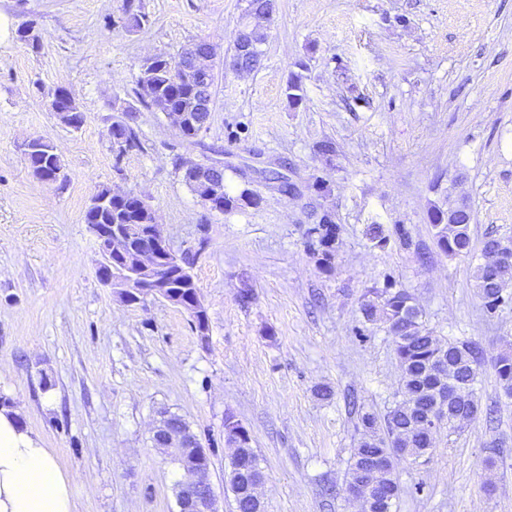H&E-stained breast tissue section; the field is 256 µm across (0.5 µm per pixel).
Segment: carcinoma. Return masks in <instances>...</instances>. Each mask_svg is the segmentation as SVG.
Segmentation results:
<instances>
[{
    "label": "carcinoma",
    "mask_w": 512,
    "mask_h": 512,
    "mask_svg": "<svg viewBox=\"0 0 512 512\" xmlns=\"http://www.w3.org/2000/svg\"><path fill=\"white\" fill-rule=\"evenodd\" d=\"M272 9L270 0H245L243 15L259 17ZM146 22L147 16L141 6L134 0H123L122 15L112 19L110 24L135 30L143 28ZM265 40L264 31L257 27L240 30L235 53L240 70L252 71L259 67L261 51L258 46ZM191 68V56L186 50L176 60L155 56L145 61L136 82L137 98L145 107L183 114L180 134L186 140L209 128L211 110L205 105L212 104V86H199L190 73ZM71 98L72 93L66 89L54 91L50 110L73 113L72 120L65 124L71 123L78 128L83 123V115L78 108L69 106ZM110 135L118 160L142 149L140 135L131 124L118 119L113 121ZM25 155L33 167L43 171L47 183L67 181L61 156L50 143L37 140L28 146ZM195 165L205 169V173L201 177L186 175V183L202 199L214 193V203L221 213L259 205L255 192L250 189L251 181L243 171L238 170L236 174L243 180L244 188L231 196L224 187V174L208 169L205 162L197 161ZM83 220L86 224H115L124 229L128 243L124 253L112 255V270L135 271L138 252L145 244L136 225L154 223L152 208L145 198L133 192L114 193L103 188L92 197ZM471 220V210L465 204L448 209L433 206L431 221L439 250L448 256L468 254ZM337 236L338 226L328 211L323 213L318 224L308 229V248L324 268L331 267L334 260ZM190 265V257L184 256L175 259L168 270L169 303L180 308L192 302L198 294ZM509 281H512V265L495 269L486 257H481L476 269L475 288L487 311H495L506 303L503 291ZM375 294L376 301L363 303L361 312L365 321L382 323L393 337L401 367L399 393L402 400L382 418L367 411L360 414L364 438L354 451L347 482L353 494L365 503L367 512H391L400 494L393 472L394 459L403 457L416 464L430 453L433 437L426 434L423 419L434 409L444 412L438 428L448 430L450 435L460 432L474 419L479 410L474 384L485 360L482 350L470 341H447L434 336L419 322V310L413 298L395 283H387ZM492 368L502 391L511 398L512 352L500 354ZM161 426L181 435V447L172 449L174 460L182 461L183 456L199 447L196 435L179 416L164 418ZM224 439L235 448L230 462L229 487L236 512H262L256 487L261 483L263 473L249 431L234 420V416L227 415Z\"/></svg>",
    "instance_id": "obj_1"
}]
</instances>
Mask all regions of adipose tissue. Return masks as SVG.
I'll use <instances>...</instances> for the list:
<instances>
[{
    "mask_svg": "<svg viewBox=\"0 0 512 512\" xmlns=\"http://www.w3.org/2000/svg\"><path fill=\"white\" fill-rule=\"evenodd\" d=\"M0 512H76L70 475L9 408H0Z\"/></svg>",
    "mask_w": 512,
    "mask_h": 512,
    "instance_id": "obj_1",
    "label": "adipose tissue"
}]
</instances>
